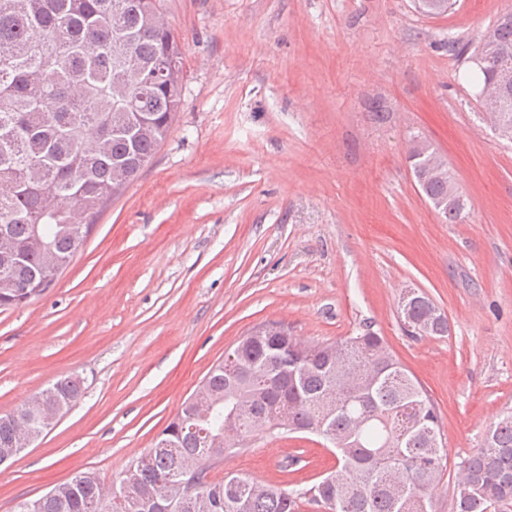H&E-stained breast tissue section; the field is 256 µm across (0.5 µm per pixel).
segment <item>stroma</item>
Segmentation results:
<instances>
[{"instance_id": "stroma-1", "label": "stroma", "mask_w": 512, "mask_h": 512, "mask_svg": "<svg viewBox=\"0 0 512 512\" xmlns=\"http://www.w3.org/2000/svg\"><path fill=\"white\" fill-rule=\"evenodd\" d=\"M185 43L171 129L42 295L0 310V415L67 376L81 399L0 466V512L77 473L111 487L213 365L257 325L309 343L384 336L435 402L452 462L429 512H454V465L512 412V142L486 122L471 62L512 0H160ZM432 142L467 201L442 221L407 160ZM427 293L445 337L404 335ZM217 464L311 487L336 466L308 432L250 441Z\"/></svg>"}]
</instances>
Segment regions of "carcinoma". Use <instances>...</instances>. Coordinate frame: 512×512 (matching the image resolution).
Returning a JSON list of instances; mask_svg holds the SVG:
<instances>
[{"mask_svg":"<svg viewBox=\"0 0 512 512\" xmlns=\"http://www.w3.org/2000/svg\"><path fill=\"white\" fill-rule=\"evenodd\" d=\"M452 0H422L421 13H448ZM157 0H0V225L9 228L15 260L0 277L15 288L0 308L42 294L54 279L51 262L69 265L96 216L118 195L112 170L135 179L166 139L182 96V43L156 22ZM492 38L476 44L449 40L456 56L486 57L483 84L501 90L499 123L512 129V10L500 13ZM94 131L95 145L87 144ZM451 178L420 187L430 201L448 198ZM87 213L84 229L67 225L65 211L47 215L43 199ZM41 226L48 252L27 249ZM433 300L418 292L403 319L412 337L448 335V320L428 322ZM429 326L422 333L420 328ZM209 416L188 421L190 404L158 435L166 446L126 471L125 505L112 512H152L150 493L162 481L182 479L199 457L219 461L247 440L277 430L331 438L336 467L308 489L270 485L227 473L207 482L212 512H300L308 502L324 512H428L426 501L448 467L439 410L371 330L333 343L308 345L272 321L262 335L243 337L205 378ZM83 393L75 377L58 380L39 400L69 407ZM238 410L235 445L213 448L208 436L227 432ZM20 405L0 416V461L19 454L16 430L33 422ZM455 512H512V414L491 427L483 447L457 463ZM33 512H106L98 477L83 472L34 500Z\"/></svg>","mask_w":512,"mask_h":512,"instance_id":"obj_1","label":"carcinoma"}]
</instances>
